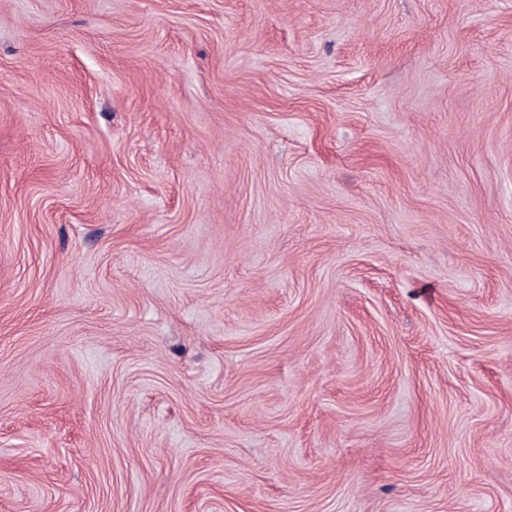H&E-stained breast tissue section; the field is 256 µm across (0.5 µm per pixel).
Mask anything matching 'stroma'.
<instances>
[{"instance_id": "35a3bbf8", "label": "stroma", "mask_w": 512, "mask_h": 512, "mask_svg": "<svg viewBox=\"0 0 512 512\" xmlns=\"http://www.w3.org/2000/svg\"><path fill=\"white\" fill-rule=\"evenodd\" d=\"M0 512H512V0H0Z\"/></svg>"}]
</instances>
